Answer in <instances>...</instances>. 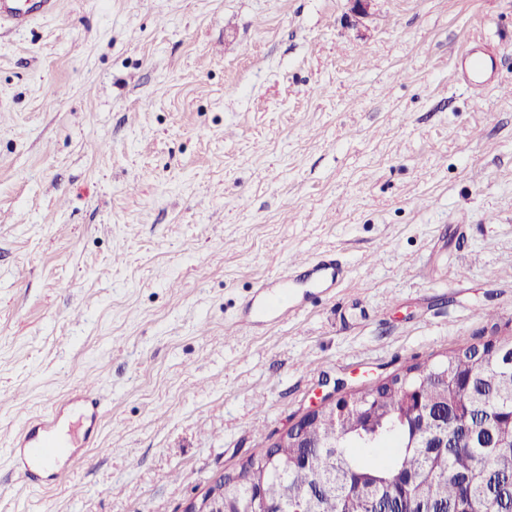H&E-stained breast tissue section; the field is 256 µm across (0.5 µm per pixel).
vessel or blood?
Instances as JSON below:
<instances>
[{
  "mask_svg": "<svg viewBox=\"0 0 512 512\" xmlns=\"http://www.w3.org/2000/svg\"><path fill=\"white\" fill-rule=\"evenodd\" d=\"M58 7L59 0H0V25L20 29L36 17L55 14ZM456 68L460 73L484 80L490 79L493 72L492 65L480 56L475 47L464 48L458 53ZM346 275L344 263L330 253L290 263L287 275L277 278L275 283L259 285L246 313L258 319L295 311L299 303L292 294L293 289L313 288L321 293H330L340 286ZM69 405L76 407L89 425H96L101 415L97 400L77 393L69 396L67 403H54L47 412L29 421L5 451L30 489H38L43 474L54 460L58 451L54 439L62 431L64 409Z\"/></svg>",
  "mask_w": 512,
  "mask_h": 512,
  "instance_id": "1",
  "label": "vessel or blood"
}]
</instances>
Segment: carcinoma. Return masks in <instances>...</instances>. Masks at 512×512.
Returning a JSON list of instances; mask_svg holds the SVG:
<instances>
[{
    "mask_svg": "<svg viewBox=\"0 0 512 512\" xmlns=\"http://www.w3.org/2000/svg\"><path fill=\"white\" fill-rule=\"evenodd\" d=\"M497 344L462 342L355 391L345 422L324 415L225 474L235 490L224 505L253 508V490L271 512L300 500L312 512H512V331ZM447 417L467 419L468 433L425 447Z\"/></svg>",
    "mask_w": 512,
    "mask_h": 512,
    "instance_id": "obj_1",
    "label": "carcinoma"
}]
</instances>
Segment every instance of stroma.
I'll return each instance as SVG.
<instances>
[{
  "mask_svg": "<svg viewBox=\"0 0 512 512\" xmlns=\"http://www.w3.org/2000/svg\"><path fill=\"white\" fill-rule=\"evenodd\" d=\"M62 0L0 27V512H181L318 397L512 329V0ZM348 275L239 325L295 255ZM85 390L34 492L3 450ZM479 47H466L457 55L456 69L461 73L462 77L472 84L468 71L476 79H484L483 83L491 80L494 65H489L484 58L478 55L481 52Z\"/></svg>",
  "mask_w": 512,
  "mask_h": 512,
  "instance_id": "1",
  "label": "stroma"
}]
</instances>
